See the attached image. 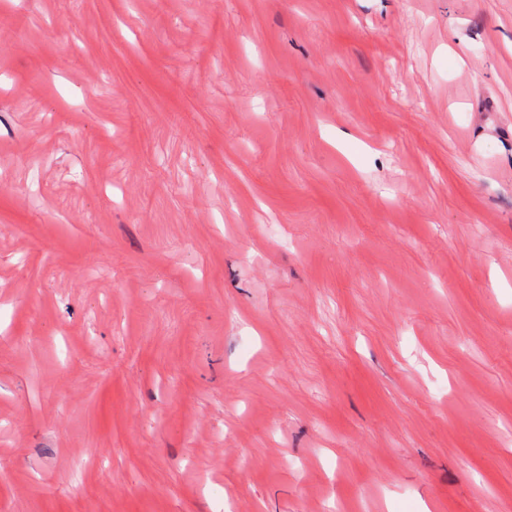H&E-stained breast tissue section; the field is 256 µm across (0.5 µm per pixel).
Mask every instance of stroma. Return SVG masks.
Wrapping results in <instances>:
<instances>
[{"label":"stroma","instance_id":"obj_1","mask_svg":"<svg viewBox=\"0 0 512 512\" xmlns=\"http://www.w3.org/2000/svg\"><path fill=\"white\" fill-rule=\"evenodd\" d=\"M0 512H512V0H0Z\"/></svg>","mask_w":512,"mask_h":512}]
</instances>
